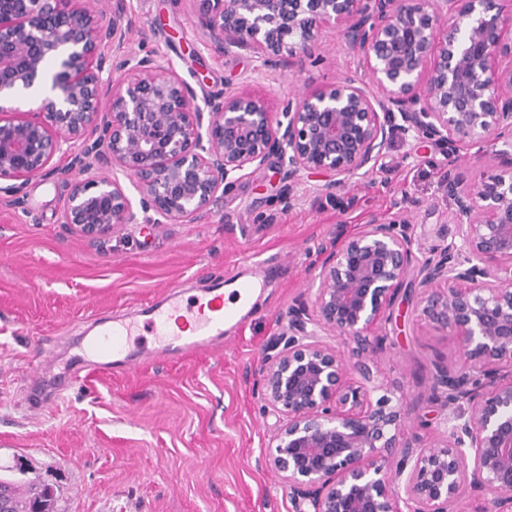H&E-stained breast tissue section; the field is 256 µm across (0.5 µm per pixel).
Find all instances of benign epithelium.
<instances>
[{"instance_id": "obj_1", "label": "benign epithelium", "mask_w": 512, "mask_h": 512, "mask_svg": "<svg viewBox=\"0 0 512 512\" xmlns=\"http://www.w3.org/2000/svg\"><path fill=\"white\" fill-rule=\"evenodd\" d=\"M0 0V197L54 174L60 223L89 240L140 222H191L219 193L276 163L293 208L303 176L344 204L395 136L497 147L498 173L448 176L456 240L418 259L405 211L374 215L323 248L311 300L288 308V333L260 366L261 399L279 416L259 464L282 474L298 512H512V14L506 0H196L218 53L249 51L265 69L300 71L338 33L364 75L345 74L276 112L248 89L198 97L169 63L124 50L127 0ZM112 45V55L102 48ZM49 94L29 117L5 104L30 94L47 64ZM67 164L53 165L54 158ZM97 175L73 178L78 169ZM138 194L133 201L128 187ZM414 310L457 338L440 367L448 431L422 444L404 398L373 372L375 329L412 268ZM324 336H336L331 345Z\"/></svg>"}]
</instances>
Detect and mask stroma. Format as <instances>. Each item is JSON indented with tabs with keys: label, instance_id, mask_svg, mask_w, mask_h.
I'll return each instance as SVG.
<instances>
[{
	"label": "stroma",
	"instance_id": "stroma-1",
	"mask_svg": "<svg viewBox=\"0 0 512 512\" xmlns=\"http://www.w3.org/2000/svg\"><path fill=\"white\" fill-rule=\"evenodd\" d=\"M139 30L126 48L171 63L197 92L243 88L288 99L359 69L336 33L322 59L300 73L263 69L250 52L222 57L205 46L194 0H129ZM471 149L444 150L393 139L369 185L339 209L316 196V179L296 188L290 210L277 201L280 176L265 168L217 198L188 224H129L104 240L60 222L57 179H29L21 207L0 200V473L46 485L55 512H296L287 484L259 465L279 425L264 409L257 368L288 328V309L311 297L321 246L356 233L369 216L407 209L420 253L455 235L444 183ZM251 254L271 276L255 315L220 351L164 354L112 376L72 378L76 337L93 319H127L171 290L191 296L231 277ZM380 329L381 379L401 388L424 442L442 437L448 409L430 398L437 367L454 365L458 343L397 300Z\"/></svg>",
	"mask_w": 512,
	"mask_h": 512
}]
</instances>
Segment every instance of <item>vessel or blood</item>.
<instances>
[{
  "label": "vessel or blood",
  "instance_id": "vessel-or-blood-1",
  "mask_svg": "<svg viewBox=\"0 0 512 512\" xmlns=\"http://www.w3.org/2000/svg\"><path fill=\"white\" fill-rule=\"evenodd\" d=\"M224 286V280L217 279L192 302L172 296L161 304L142 305L139 320L101 325L87 340L79 368L96 374L125 372L148 358L150 349L136 340L144 324L163 339L165 349L176 354L223 346L229 328L251 313L265 283L246 273L235 277L232 294H225Z\"/></svg>",
  "mask_w": 512,
  "mask_h": 512
}]
</instances>
